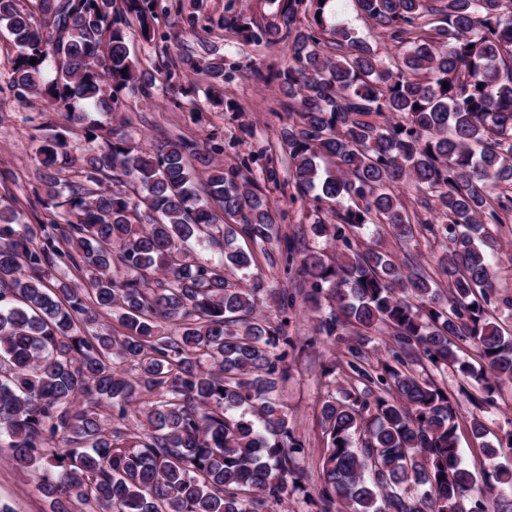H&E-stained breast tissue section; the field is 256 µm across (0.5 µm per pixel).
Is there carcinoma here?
<instances>
[{
	"instance_id": "cac0c4a2",
	"label": "carcinoma",
	"mask_w": 512,
	"mask_h": 512,
	"mask_svg": "<svg viewBox=\"0 0 512 512\" xmlns=\"http://www.w3.org/2000/svg\"><path fill=\"white\" fill-rule=\"evenodd\" d=\"M329 2L278 0L270 22L224 17L236 37L288 51L275 75L292 116L279 140L288 167L266 154L265 173L313 196V235L338 244L285 247L298 292L330 308L316 332L345 349L347 387L321 406L320 512H512V467L495 462L512 431L483 446L480 473L459 448L463 430L486 437L484 408L512 384V334L491 317L512 298L488 256L512 222V0H355L396 48L387 60L327 25ZM156 6L37 0V24L0 0L14 84L65 110L96 150L78 179L45 176L37 199L61 220L23 224L0 208V445L34 472L51 512H270L303 443L276 397L288 320L253 318L268 289L249 270L283 214L204 145L150 153L117 128L99 135L118 93L153 84L127 29L152 41ZM183 64L217 93L236 69L222 57ZM38 152L48 168L70 164L58 134ZM406 181L437 220L406 209ZM370 224L448 246L431 271L360 244ZM191 239L220 260L191 255ZM229 269L246 283L228 282ZM379 327L390 343L374 365L365 345ZM136 414V429L110 427Z\"/></svg>"
}]
</instances>
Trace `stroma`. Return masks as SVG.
Returning <instances> with one entry per match:
<instances>
[{"label":"stroma","mask_w":512,"mask_h":512,"mask_svg":"<svg viewBox=\"0 0 512 512\" xmlns=\"http://www.w3.org/2000/svg\"><path fill=\"white\" fill-rule=\"evenodd\" d=\"M229 8L257 20L269 21L275 16V7L268 0H158L154 40L145 42L133 30L129 33V48L139 67L172 70L174 79L145 93L121 92L115 112L102 119L104 129L121 128L130 143L149 152L160 148L167 137L204 143L216 161L227 166L242 165L264 152L289 120L280 107L284 95L277 83L256 80L253 72L283 68L288 63L287 53L279 45L258 48L240 40L227 44L224 15ZM190 14L196 17V26L188 25L186 17ZM228 46L233 49L237 70L223 84V105L214 106L209 102V79L185 72L182 60L220 56ZM15 55L9 36L0 33V203L13 206L23 223L40 224L49 217L34 195L46 173L36 155L45 136L44 123H51L54 131L65 135L72 161L88 156L91 145L83 129L70 123L63 113L14 87ZM251 173L254 180L265 184L267 196L284 213L279 236L297 239L304 248L334 251L333 242L314 238L310 231L311 199L290 200L289 190L268 184L259 167H252ZM360 239L377 240L386 249L412 254L428 267L442 252L436 239L420 236L402 243L382 224L368 226ZM313 326L309 309L303 302H296L288 312L287 326L296 348L288 353V378L278 393L288 406L289 424L304 450L295 458L299 484L289 487L276 512H316L323 450L321 403L327 390L345 384L341 373L323 376V368L338 362L342 350L325 338L315 337ZM0 502L10 505L14 512H50L33 473L19 468L11 449L1 447Z\"/></svg>","instance_id":"35a3bbf8"}]
</instances>
